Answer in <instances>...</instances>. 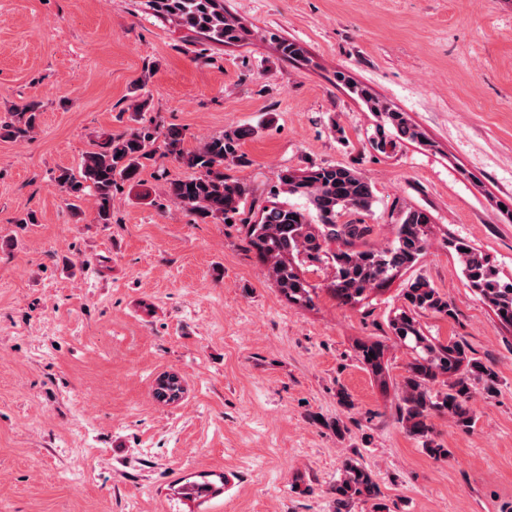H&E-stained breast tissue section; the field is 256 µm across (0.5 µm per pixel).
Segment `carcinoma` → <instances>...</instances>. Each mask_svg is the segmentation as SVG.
<instances>
[{
    "instance_id": "obj_1",
    "label": "carcinoma",
    "mask_w": 512,
    "mask_h": 512,
    "mask_svg": "<svg viewBox=\"0 0 512 512\" xmlns=\"http://www.w3.org/2000/svg\"><path fill=\"white\" fill-rule=\"evenodd\" d=\"M147 7L153 15L203 33L218 44L235 45L249 35L239 19L224 8V0H147ZM264 39L275 44L289 60L311 62L295 41L273 32ZM336 81L381 116L397 139L425 142V134L405 113L375 97L350 75L339 71ZM40 108L39 103L31 101L12 113L11 120L0 122V139L26 138L35 128ZM157 134V127L143 124L125 134L110 136L83 156L79 174L63 169L56 182L76 200L90 191L95 199L97 223L109 224L113 188L120 181L140 185V169L152 155ZM255 134L256 129L251 126H237L196 150L186 151L181 147L180 131L168 130L165 142L169 154L196 174L169 182L167 193L203 221L225 222L240 217L248 246L264 262L268 276L288 302L313 304L316 287L304 276L310 268L331 269L327 289L338 302L347 305L361 302L371 291L419 263L429 245L431 212L402 205L394 219V238L384 244L371 242L374 225L357 220L343 222L341 218L371 212L374 187L359 171L341 164L281 170L279 186L257 212L246 215L245 204L251 191L224 175V163L242 161L239 147ZM282 194L302 198L305 205L281 200ZM447 244L456 255L466 286L501 322L512 325V279L502 278L489 255L467 241L450 239ZM402 297L404 305L388 321L392 336L412 351L407 375L400 381L402 422L410 435L429 445L431 456L446 457L448 449L430 447V418L437 413L446 414L459 426L470 427L474 421L469 404L471 381L483 382L484 389L492 392L498 378L493 370L469 357L463 344H436L422 332L416 319L420 312L453 315L448 296L418 276L408 282ZM360 349L363 363L381 383H386L383 346L362 344ZM334 491L336 512H348L351 500L374 497L377 485L364 466L349 460Z\"/></svg>"
}]
</instances>
